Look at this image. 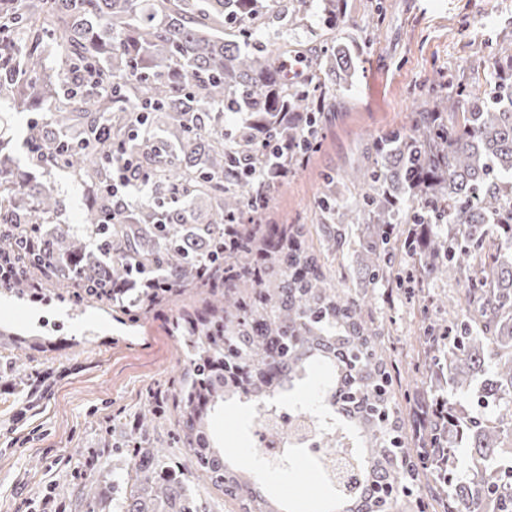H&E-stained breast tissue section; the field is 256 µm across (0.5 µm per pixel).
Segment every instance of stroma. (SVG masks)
I'll list each match as a JSON object with an SVG mask.
<instances>
[{
	"label": "stroma",
	"mask_w": 512,
	"mask_h": 512,
	"mask_svg": "<svg viewBox=\"0 0 512 512\" xmlns=\"http://www.w3.org/2000/svg\"><path fill=\"white\" fill-rule=\"evenodd\" d=\"M376 10L384 22L364 41L355 87L337 91L321 150L276 193L270 211L274 224L303 225L308 245L323 252L340 285L359 274L350 254L327 251L318 205L324 176L356 165L367 134L407 126L421 84L435 71L453 74L464 64L471 80L482 83L512 54V0H348L341 35L358 33ZM203 307L188 290L138 318L118 321L105 304L78 306L68 296L19 298L0 288V332L15 337L14 343L0 344V512H42L50 496L64 512H75L70 482L126 472L129 461L120 442L151 407L154 393L166 418L150 434L151 447L165 450L206 512H239L238 504L198 480L191 450L172 441L177 379L185 364L178 327ZM371 313L389 333L387 353L401 369L393 390L409 419L406 432L415 436L411 417L422 392V376L414 370L422 311L393 282L378 289ZM16 362L29 377L48 370L58 376L49 395L37 398L22 417L16 411L28 389L11 370ZM257 417L254 407L230 399L212 410L209 429L266 494L292 502L294 512H323L327 492L306 491L316 472L304 466L279 474L265 470L253 434Z\"/></svg>",
	"instance_id": "35a3bbf8"
}]
</instances>
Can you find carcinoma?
Listing matches in <instances>:
<instances>
[{
	"instance_id": "cac0c4a2",
	"label": "carcinoma",
	"mask_w": 512,
	"mask_h": 512,
	"mask_svg": "<svg viewBox=\"0 0 512 512\" xmlns=\"http://www.w3.org/2000/svg\"><path fill=\"white\" fill-rule=\"evenodd\" d=\"M313 0H0V102L17 114L39 112L27 139L46 147L32 166L68 173L83 192L82 227L62 226L64 200L54 183L21 166L13 139L0 136V250L15 247L16 227L37 236V258L19 261L9 291L69 289L78 304L106 302L105 283L155 277L173 291L199 283L215 258L224 224L245 215L256 196L233 176L241 155L270 159L259 142L287 105L316 121L299 133L305 146L277 162L288 171L320 149L319 125L336 109V90L355 83L354 37L293 43L285 31L273 48L256 29L301 25ZM343 0L322 13L345 21ZM301 53L308 79H288L278 58ZM406 128L368 135L363 165L344 173L354 194L339 208L328 246L341 252L349 226L362 227L355 250L363 273L340 292L302 229L283 230L272 248L249 238L235 254L224 291L204 289L211 317L186 322L189 365L181 381L177 442L196 458L198 478L222 489L244 512H279L255 483L224 460L209 435L206 408L235 398L263 407L316 368L329 374L324 395L336 444L333 501L345 512H387L425 472L440 484L443 512H512V82L492 91L463 79L430 81ZM245 113L230 129L224 119ZM123 145L148 175L144 190L114 213L106 187ZM406 267L405 292L425 299L435 280L463 283L436 308L442 324L423 336L430 376L423 391L431 414L410 448L405 416L384 357L383 334L364 311L373 289ZM151 408L128 442L133 465L117 479V512H206L146 434ZM400 446H387L388 435ZM110 480L85 482L78 499L113 500Z\"/></svg>"
}]
</instances>
